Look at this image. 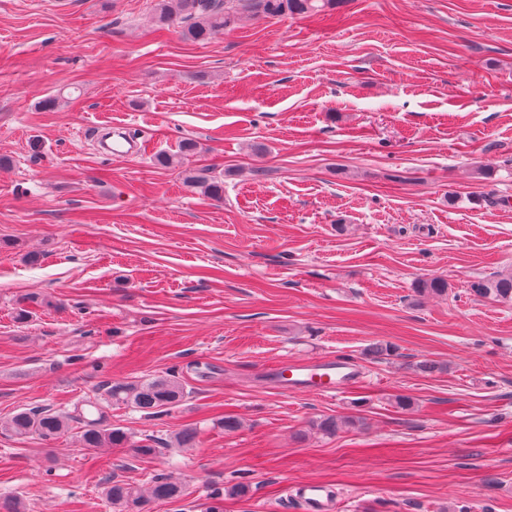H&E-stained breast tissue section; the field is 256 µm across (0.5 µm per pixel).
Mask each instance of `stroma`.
I'll return each mask as SVG.
<instances>
[{
  "label": "stroma",
  "mask_w": 512,
  "mask_h": 512,
  "mask_svg": "<svg viewBox=\"0 0 512 512\" xmlns=\"http://www.w3.org/2000/svg\"><path fill=\"white\" fill-rule=\"evenodd\" d=\"M154 5L0 0V418L173 371L180 406L107 421L197 442L137 458L0 433V497L112 512L107 477L163 475L184 494L150 512L217 489L224 512H306V483L334 512H512V302L469 293L512 271V0H336L200 44ZM113 125L140 156L99 155ZM433 277L447 294L419 295ZM286 355L362 380L289 394L263 373ZM325 415L364 425L310 433Z\"/></svg>",
  "instance_id": "stroma-1"
}]
</instances>
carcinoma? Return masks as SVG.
Listing matches in <instances>:
<instances>
[{
    "instance_id": "1",
    "label": "carcinoma",
    "mask_w": 512,
    "mask_h": 512,
    "mask_svg": "<svg viewBox=\"0 0 512 512\" xmlns=\"http://www.w3.org/2000/svg\"><path fill=\"white\" fill-rule=\"evenodd\" d=\"M332 0H158V21L180 29L181 36L190 42L204 43L231 27L238 16L249 13L256 18H272L285 12L300 15L314 14L329 6ZM196 184L211 199L224 196V182L214 176L195 179ZM417 292L443 295L448 283L440 278L425 280ZM470 293L477 297H493L499 301H512V272L499 274L489 280H476L470 284ZM189 395L186 383L169 374L129 382H107L93 400L74 406L72 411L34 407L19 411L0 420V432L21 438L36 437L51 441L69 433L73 424L80 425V440L86 448H129L140 458L149 457L159 448L157 437L145 434L135 439V433L122 427L103 424L105 406L121 403L148 415L169 411ZM363 425L361 417L325 416L311 423L310 430L332 436L344 429ZM197 428L187 426L174 434L170 446L191 448L196 443ZM104 495L113 512H143L151 500L173 501L183 495L182 487L165 476L152 480L149 495L127 482L112 478L105 482Z\"/></svg>"
}]
</instances>
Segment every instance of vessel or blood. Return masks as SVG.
I'll return each instance as SVG.
<instances>
[{
	"instance_id": "1",
	"label": "vessel or blood",
	"mask_w": 512,
	"mask_h": 512,
	"mask_svg": "<svg viewBox=\"0 0 512 512\" xmlns=\"http://www.w3.org/2000/svg\"><path fill=\"white\" fill-rule=\"evenodd\" d=\"M267 373L285 391L331 396L343 392L361 379L355 364L336 358H283L268 367ZM302 496L311 512H330L332 503L321 486L305 485Z\"/></svg>"
}]
</instances>
